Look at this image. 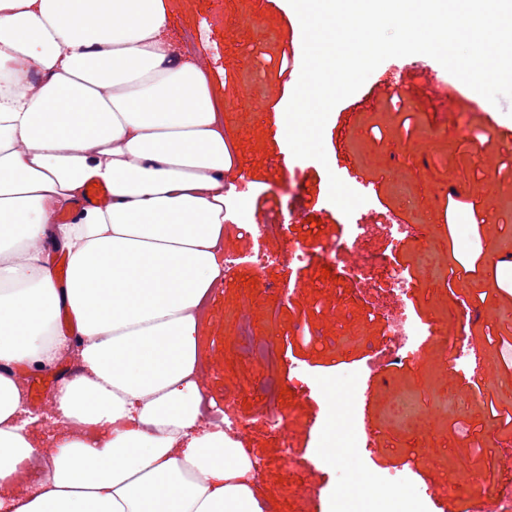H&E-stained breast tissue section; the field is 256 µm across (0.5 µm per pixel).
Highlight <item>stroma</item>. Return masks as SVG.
I'll return each instance as SVG.
<instances>
[{
    "label": "stroma",
    "mask_w": 512,
    "mask_h": 512,
    "mask_svg": "<svg viewBox=\"0 0 512 512\" xmlns=\"http://www.w3.org/2000/svg\"><path fill=\"white\" fill-rule=\"evenodd\" d=\"M175 33L207 71L222 104L224 133L238 164V186L251 201V226L224 238L241 255L209 303L201 338L203 389L241 423L239 437L260 462L253 485L277 512H321L335 490L371 501L369 484L345 472L338 458L312 475L302 472L321 446L329 408H355L359 428L374 433L355 449L366 472L397 473L434 491L420 512H473L457 488L462 469L481 471L495 485L512 483V425L488 415V403L512 412V368L491 346L482 348L480 374L448 368L449 316L458 297L477 303L474 338L512 337V99L499 105L475 100L467 86L433 58L416 54L380 64L362 87L332 110L324 129L326 162L283 154L280 131L298 81L302 34L288 0H170ZM401 69L418 95L395 94L392 72ZM447 80L454 112L432 94ZM469 123L471 140L460 126ZM353 190L372 189V210L360 222L355 253L329 264L330 243L344 241L348 220L329 199V174ZM458 203L446 209L448 194ZM294 211L295 221L280 223ZM279 223L259 235V224ZM410 224L415 237L393 247L386 227ZM305 260L289 266L288 249ZM274 255L257 269L245 260L256 251ZM481 254L478 273L463 262ZM372 268L368 286L351 283L352 265ZM329 278H322V266ZM406 270L409 307L432 324L421 338L416 364L391 365L392 345L381 316L389 304L391 268ZM270 345L269 360L247 355ZM302 362L320 385L290 382L276 407L287 437L270 431L269 405L259 388L270 372L287 374ZM355 374L367 392L350 403L338 380Z\"/></svg>",
    "instance_id": "stroma-1"
}]
</instances>
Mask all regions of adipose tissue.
I'll return each mask as SVG.
<instances>
[{
	"instance_id": "obj_1",
	"label": "adipose tissue",
	"mask_w": 512,
	"mask_h": 512,
	"mask_svg": "<svg viewBox=\"0 0 512 512\" xmlns=\"http://www.w3.org/2000/svg\"><path fill=\"white\" fill-rule=\"evenodd\" d=\"M171 16L168 0H0V512H264L241 442L202 425L234 159ZM93 181L109 200L79 207ZM70 357L45 448L18 369Z\"/></svg>"
}]
</instances>
